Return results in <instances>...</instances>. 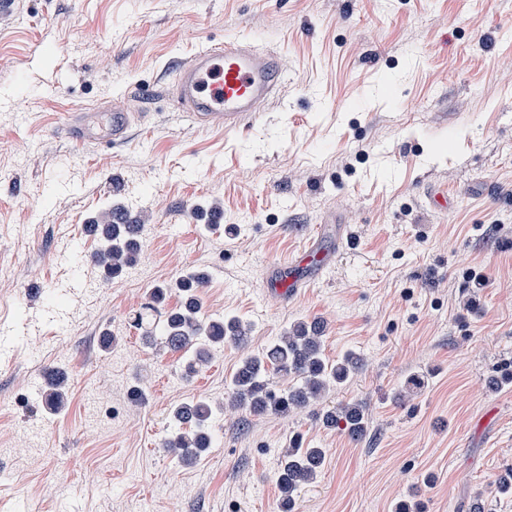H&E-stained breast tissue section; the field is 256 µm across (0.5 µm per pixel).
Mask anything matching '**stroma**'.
I'll return each instance as SVG.
<instances>
[{
	"label": "stroma",
	"instance_id": "1",
	"mask_svg": "<svg viewBox=\"0 0 512 512\" xmlns=\"http://www.w3.org/2000/svg\"><path fill=\"white\" fill-rule=\"evenodd\" d=\"M227 35L285 64L252 130L202 129L150 96L126 146L60 132L83 105L171 82ZM116 208L143 231L111 275L84 226ZM316 234L326 275L266 299L274 268ZM196 271L204 321L240 319L250 339L213 347L186 378L183 353L131 319L159 286L161 311L178 307L174 286ZM313 318L328 359H364L331 394L367 403L364 442L324 428L313 406H230L243 357ZM51 368L68 375L56 414L36 387ZM504 368L512 0H15L0 24V512H280L294 439L325 452L295 512H512L495 488L512 481V382L488 385ZM135 386L145 403L129 401ZM197 400L213 408L212 445L187 465L164 445L171 410Z\"/></svg>",
	"mask_w": 512,
	"mask_h": 512
}]
</instances>
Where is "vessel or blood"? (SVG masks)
<instances>
[{"mask_svg":"<svg viewBox=\"0 0 512 512\" xmlns=\"http://www.w3.org/2000/svg\"><path fill=\"white\" fill-rule=\"evenodd\" d=\"M284 76L280 56L240 36L209 43L176 70V101L198 127L223 126L241 132L258 124ZM137 114L131 98L112 102L106 113L97 106L70 113L63 125L76 142L107 140L118 146L130 139ZM328 262L320 244H310L298 255L283 259L265 282L266 298L293 296L315 281Z\"/></svg>","mask_w":512,"mask_h":512,"instance_id":"obj_1","label":"vessel or blood"}]
</instances>
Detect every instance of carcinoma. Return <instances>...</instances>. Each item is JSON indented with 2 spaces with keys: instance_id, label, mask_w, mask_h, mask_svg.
<instances>
[{
  "instance_id": "carcinoma-1",
  "label": "carcinoma",
  "mask_w": 512,
  "mask_h": 512,
  "mask_svg": "<svg viewBox=\"0 0 512 512\" xmlns=\"http://www.w3.org/2000/svg\"><path fill=\"white\" fill-rule=\"evenodd\" d=\"M106 234L112 241L104 256L112 257L110 269L115 274L131 261L130 248L124 238L114 233L112 225H107ZM203 280V274L194 272L177 284L182 303L179 308L168 312L159 326L171 350L181 351L197 346L195 359L188 364L191 373L210 358L211 347L221 343L242 347L247 341V328L235 320L205 322L200 318L201 303L195 290ZM323 332L324 325L320 321L300 320L265 351L246 356L231 380L233 405L243 406L254 415H285L292 409L318 404L323 425L330 428L341 426L351 440H362L369 425L363 403L337 407L325 404L330 392L345 386L359 371L362 360L350 353L329 362L323 354ZM271 369L292 376L294 385L282 394L271 390L267 382V373ZM174 417L182 424L193 425L194 430L187 437L177 436L166 442L173 455L180 459L193 458L209 448V408L205 402L178 406ZM323 461L321 448H300L296 445L288 448L278 475L281 512H293L295 495L302 487L314 482Z\"/></svg>"
}]
</instances>
